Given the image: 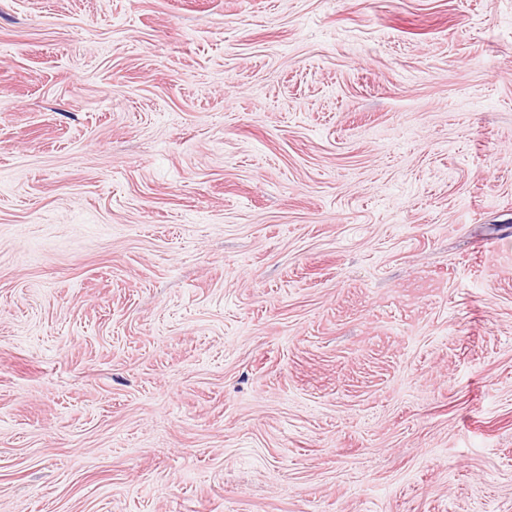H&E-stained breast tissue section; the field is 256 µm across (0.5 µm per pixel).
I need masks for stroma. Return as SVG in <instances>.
<instances>
[{
    "label": "stroma",
    "mask_w": 512,
    "mask_h": 512,
    "mask_svg": "<svg viewBox=\"0 0 512 512\" xmlns=\"http://www.w3.org/2000/svg\"><path fill=\"white\" fill-rule=\"evenodd\" d=\"M0 512H512V0H0Z\"/></svg>",
    "instance_id": "1"
}]
</instances>
